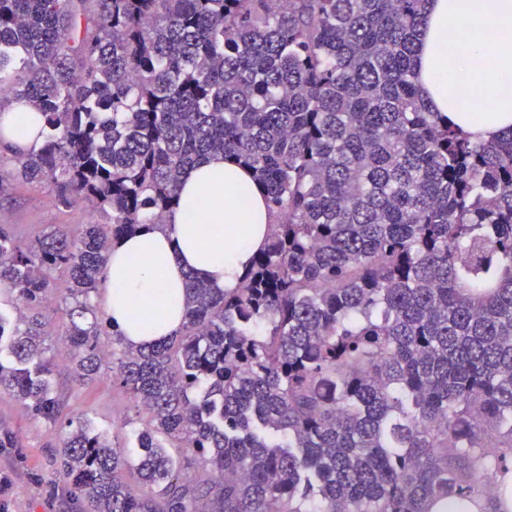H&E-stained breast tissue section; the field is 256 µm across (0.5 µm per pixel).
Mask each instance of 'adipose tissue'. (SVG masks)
<instances>
[{
	"label": "adipose tissue",
	"instance_id": "ef3b65f1",
	"mask_svg": "<svg viewBox=\"0 0 512 512\" xmlns=\"http://www.w3.org/2000/svg\"><path fill=\"white\" fill-rule=\"evenodd\" d=\"M427 13L415 54L420 97L463 133L497 139L512 129V0H429ZM179 195L164 228L124 238L106 267L104 315L136 346L180 328L187 272L237 287L275 221L251 173L220 155L188 171ZM149 296L160 310L143 307Z\"/></svg>",
	"mask_w": 512,
	"mask_h": 512
}]
</instances>
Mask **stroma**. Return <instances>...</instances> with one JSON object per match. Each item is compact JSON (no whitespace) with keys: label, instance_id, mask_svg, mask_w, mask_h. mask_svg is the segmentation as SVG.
Wrapping results in <instances>:
<instances>
[{"label":"stroma","instance_id":"obj_1","mask_svg":"<svg viewBox=\"0 0 512 512\" xmlns=\"http://www.w3.org/2000/svg\"><path fill=\"white\" fill-rule=\"evenodd\" d=\"M83 205L57 206L46 186L19 183L0 193V224H12L24 233L41 234L55 228L79 229L90 223ZM54 391L69 415L88 420L96 429L115 433L135 412L127 394L112 382L110 369L90 379H77L66 349H52ZM0 426L14 440L0 447V512H83L80 500L57 475L53 458L62 432L34 417L17 401L0 406Z\"/></svg>","mask_w":512,"mask_h":512}]
</instances>
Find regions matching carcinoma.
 <instances>
[{"instance_id":"obj_1","label":"carcinoma","mask_w":512,"mask_h":512,"mask_svg":"<svg viewBox=\"0 0 512 512\" xmlns=\"http://www.w3.org/2000/svg\"><path fill=\"white\" fill-rule=\"evenodd\" d=\"M427 2L0 0V113L43 121L0 144V190L99 216L28 244L0 224V401L64 430L89 512H512V130L473 142L419 98ZM210 154L255 172L268 244L233 291L190 276L179 330L136 349L90 299ZM57 270L75 370L112 364L130 445L52 389ZM12 107L17 112H2L0 114V139L3 143L12 144L17 149H25L37 142V133L40 128L38 116L28 117L29 112H22L24 107L22 105L13 103ZM29 120L27 127L29 133L26 136H19L14 132L16 126Z\"/></svg>"}]
</instances>
